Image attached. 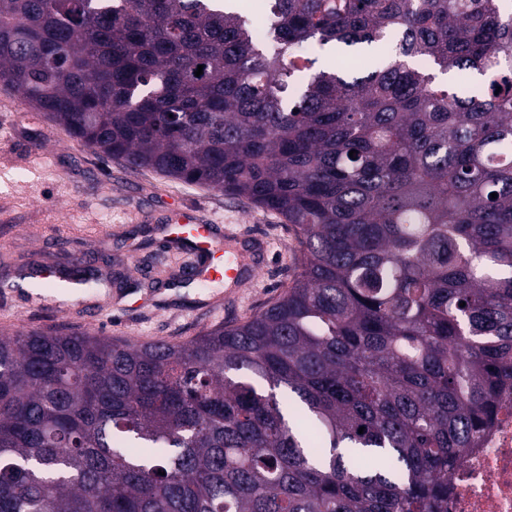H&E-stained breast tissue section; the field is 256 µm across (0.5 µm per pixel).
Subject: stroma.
I'll return each mask as SVG.
<instances>
[{
  "instance_id": "35a3bbf8",
  "label": "stroma",
  "mask_w": 512,
  "mask_h": 512,
  "mask_svg": "<svg viewBox=\"0 0 512 512\" xmlns=\"http://www.w3.org/2000/svg\"><path fill=\"white\" fill-rule=\"evenodd\" d=\"M18 99L0 79V334L65 326L134 342H183L260 312L299 274L302 250L282 217L148 169L130 170L34 112H17ZM178 206L265 242L263 273L232 302L220 282L172 292L189 274L186 254L163 240ZM72 258L99 268L108 286L59 301L13 289L27 262Z\"/></svg>"
}]
</instances>
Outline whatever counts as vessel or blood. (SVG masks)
I'll use <instances>...</instances> for the list:
<instances>
[{
    "label": "vessel or blood",
    "instance_id": "obj_1",
    "mask_svg": "<svg viewBox=\"0 0 512 512\" xmlns=\"http://www.w3.org/2000/svg\"><path fill=\"white\" fill-rule=\"evenodd\" d=\"M178 238L187 240L189 266L202 280L221 281L231 288L254 282L261 275L266 246L232 233L218 235L216 225L191 216L175 217Z\"/></svg>",
    "mask_w": 512,
    "mask_h": 512
}]
</instances>
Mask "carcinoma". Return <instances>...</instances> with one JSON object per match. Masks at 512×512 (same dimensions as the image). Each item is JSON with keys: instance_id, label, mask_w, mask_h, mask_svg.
Returning a JSON list of instances; mask_svg holds the SVG:
<instances>
[{"instance_id": "carcinoma-1", "label": "carcinoma", "mask_w": 512, "mask_h": 512, "mask_svg": "<svg viewBox=\"0 0 512 512\" xmlns=\"http://www.w3.org/2000/svg\"><path fill=\"white\" fill-rule=\"evenodd\" d=\"M264 29L215 0H0L27 106L304 253L185 342L0 335V512H448L512 385V0H267ZM462 69L477 94L438 81Z\"/></svg>"}]
</instances>
